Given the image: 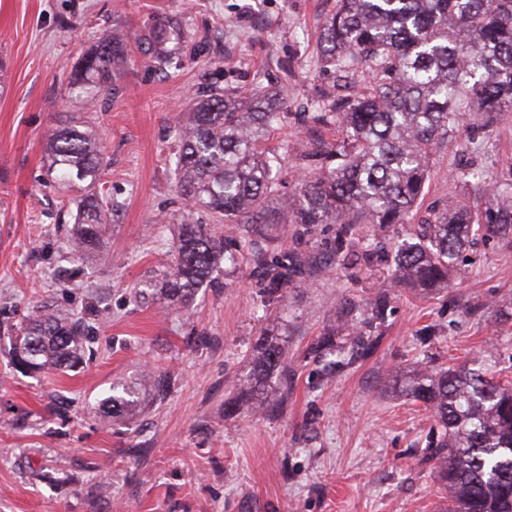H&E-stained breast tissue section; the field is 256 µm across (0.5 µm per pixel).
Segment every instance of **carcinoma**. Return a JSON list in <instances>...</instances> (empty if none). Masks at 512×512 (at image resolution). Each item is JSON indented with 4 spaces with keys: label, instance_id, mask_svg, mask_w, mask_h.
<instances>
[{
    "label": "carcinoma",
    "instance_id": "obj_1",
    "mask_svg": "<svg viewBox=\"0 0 512 512\" xmlns=\"http://www.w3.org/2000/svg\"><path fill=\"white\" fill-rule=\"evenodd\" d=\"M177 28L166 18L152 22L150 43L162 46ZM317 57L336 74V91L324 93L307 113L305 144L295 155L302 177L288 194L289 223L336 225L331 255L338 270L385 256L400 286H447L483 223L470 207L435 209L419 234L401 241L367 238L362 228L407 223L437 149L460 145L468 125L491 130L512 114V0H336ZM128 61V42L105 37L72 67L70 92L94 100L116 90ZM287 102L281 88L232 93L213 86L198 93L174 125L170 162L189 211L177 218L173 261L160 286L169 301L190 305L219 263L234 269L247 253L263 297L288 310V287L311 269L310 257L226 239L194 218L201 212L216 226L247 229L269 223L268 203L282 197L276 175L286 170V154L264 142ZM48 152L63 189L101 181L100 142L90 127L62 129ZM66 200L79 213L72 234L77 255L99 248L109 221L102 198L87 193ZM389 307L384 290L363 311L341 305L340 318L357 334L347 346L331 334L315 340L311 351L324 361L326 375H340L374 354L381 336L361 325L381 326ZM9 334L19 372L73 371L86 361L84 324L67 314L37 307ZM286 339L283 322L265 330L251 375L239 381L241 403L249 409L273 412L288 397V362L280 347ZM386 383L430 411L441 428L423 454L438 461L448 512H512V378L473 358L440 370L419 363L401 379L388 373ZM138 402L139 393L124 388L103 405L114 418Z\"/></svg>",
    "mask_w": 512,
    "mask_h": 512
}]
</instances>
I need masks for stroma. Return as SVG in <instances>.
<instances>
[{"instance_id":"stroma-1","label":"stroma","mask_w":512,"mask_h":512,"mask_svg":"<svg viewBox=\"0 0 512 512\" xmlns=\"http://www.w3.org/2000/svg\"><path fill=\"white\" fill-rule=\"evenodd\" d=\"M334 0H0V512H442L448 493L422 451L439 427L382 376L424 360L440 369L479 358L512 367V223L487 224L466 247L446 288L393 287L385 266L355 277L327 269L336 227L305 231L278 203L268 216L275 247L311 254L316 269L291 287L288 367L281 413H225L261 333L263 307L248 262L217 271L186 307L148 294L172 262L174 222L188 202L166 159L170 130L203 88L289 86L288 109L268 148L300 142L299 114L334 76L315 44ZM157 17L181 23L153 63L146 35ZM124 28L132 62L115 95L73 96L74 62L112 28ZM88 113L112 203L105 257L74 258V210L47 172L53 132ZM475 162L483 190L454 171ZM417 216L458 200L478 212L512 192V116L469 132L468 150L435 153ZM389 291L391 313L377 351L326 378L310 351L321 335L350 342L343 299ZM46 305L81 317L90 336L83 367L22 374L7 325ZM170 374L165 398L141 389L146 373ZM138 388L134 413L104 422L112 386ZM60 480L52 486L44 474Z\"/></svg>"}]
</instances>
